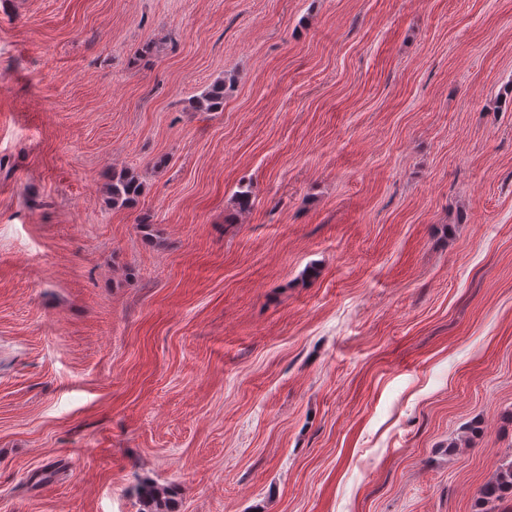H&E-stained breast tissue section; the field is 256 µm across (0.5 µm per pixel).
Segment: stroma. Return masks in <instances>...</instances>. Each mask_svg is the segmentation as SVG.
Here are the masks:
<instances>
[{
    "instance_id": "stroma-1",
    "label": "stroma",
    "mask_w": 512,
    "mask_h": 512,
    "mask_svg": "<svg viewBox=\"0 0 512 512\" xmlns=\"http://www.w3.org/2000/svg\"><path fill=\"white\" fill-rule=\"evenodd\" d=\"M509 453L512 0H0V512H479ZM111 194L113 203H126L142 192L141 183L133 174H120L113 177ZM139 500V512H175L176 505L171 495L164 488L150 482H143L136 487Z\"/></svg>"
}]
</instances>
